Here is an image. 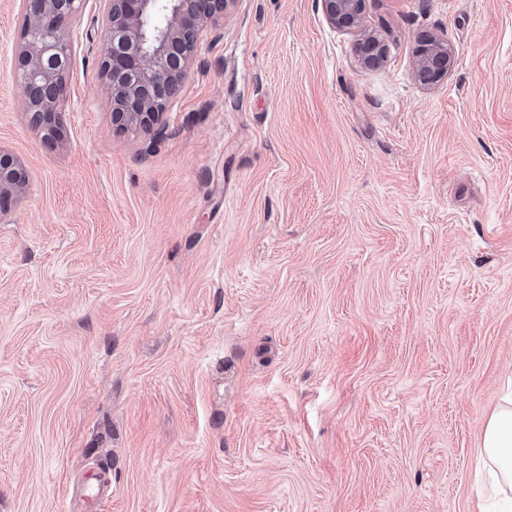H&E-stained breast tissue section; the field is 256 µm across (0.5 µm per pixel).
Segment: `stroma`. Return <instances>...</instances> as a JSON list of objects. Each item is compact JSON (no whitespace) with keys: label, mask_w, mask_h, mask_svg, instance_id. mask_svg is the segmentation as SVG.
Wrapping results in <instances>:
<instances>
[{"label":"stroma","mask_w":512,"mask_h":512,"mask_svg":"<svg viewBox=\"0 0 512 512\" xmlns=\"http://www.w3.org/2000/svg\"><path fill=\"white\" fill-rule=\"evenodd\" d=\"M0 0V512H483L512 376V0H233L163 130L120 131L76 20L71 110L23 103ZM455 51L432 87L421 35ZM322 14L327 23L340 31L360 32L357 51L370 64L379 41L374 34L362 29L364 0H320ZM25 178L18 160L11 154L0 150V201L21 190Z\"/></svg>","instance_id":"stroma-1"}]
</instances>
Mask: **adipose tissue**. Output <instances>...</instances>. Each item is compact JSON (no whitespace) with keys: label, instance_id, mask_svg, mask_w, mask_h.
I'll return each instance as SVG.
<instances>
[{"label":"adipose tissue","instance_id":"1","mask_svg":"<svg viewBox=\"0 0 512 512\" xmlns=\"http://www.w3.org/2000/svg\"><path fill=\"white\" fill-rule=\"evenodd\" d=\"M478 458L494 493L512 490V385L485 424Z\"/></svg>","mask_w":512,"mask_h":512}]
</instances>
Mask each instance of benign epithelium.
Segmentation results:
<instances>
[{"label": "benign epithelium", "mask_w": 512, "mask_h": 512, "mask_svg": "<svg viewBox=\"0 0 512 512\" xmlns=\"http://www.w3.org/2000/svg\"><path fill=\"white\" fill-rule=\"evenodd\" d=\"M88 0H22L26 26L20 50L26 111L46 139L57 141L68 111L65 93L73 40L72 22ZM107 39L100 76L112 103V124L126 130L160 127L180 94L203 35L224 19L230 0H93ZM327 23L360 33L357 51L374 60L377 37L362 29L364 0H320ZM450 45L429 37L419 45L413 66L417 80L433 84L454 65ZM18 160L0 150V199L21 190Z\"/></svg>", "instance_id": "7a95c632"}]
</instances>
